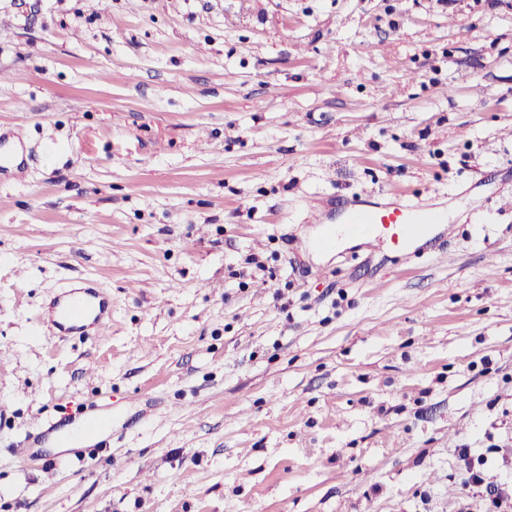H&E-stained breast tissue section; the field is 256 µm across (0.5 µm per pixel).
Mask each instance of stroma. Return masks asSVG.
<instances>
[{
	"label": "stroma",
	"instance_id": "35a3bbf8",
	"mask_svg": "<svg viewBox=\"0 0 512 512\" xmlns=\"http://www.w3.org/2000/svg\"><path fill=\"white\" fill-rule=\"evenodd\" d=\"M0 512H480L512 493V0H0ZM444 209L440 264L310 249ZM98 282L103 333L40 316ZM112 404V452L13 455ZM352 222L356 235L369 236L372 230L379 231L397 250L405 248L410 238L427 234L431 227L425 224H440V214L418 205L413 200L402 203L384 202L364 209H355ZM458 460L465 475L464 483L484 502V512H511L512 496L504 493L498 484L486 483L483 476V462L477 458V465L471 455V448H457Z\"/></svg>",
	"mask_w": 512,
	"mask_h": 512
}]
</instances>
